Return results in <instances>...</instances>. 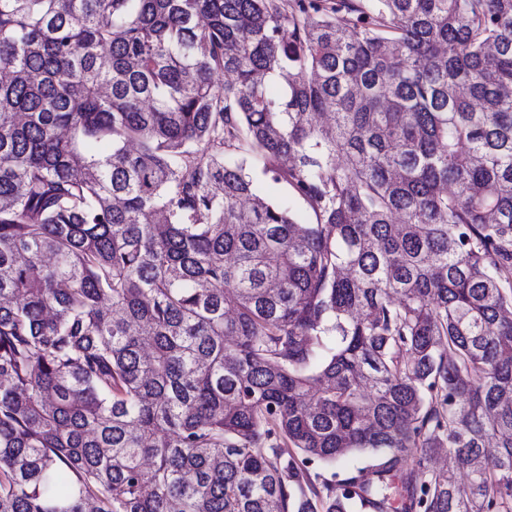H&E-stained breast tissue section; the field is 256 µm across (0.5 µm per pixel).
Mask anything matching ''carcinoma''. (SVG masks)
Masks as SVG:
<instances>
[{
	"label": "carcinoma",
	"instance_id": "carcinoma-1",
	"mask_svg": "<svg viewBox=\"0 0 512 512\" xmlns=\"http://www.w3.org/2000/svg\"><path fill=\"white\" fill-rule=\"evenodd\" d=\"M0 512H512V0H0Z\"/></svg>",
	"mask_w": 512,
	"mask_h": 512
}]
</instances>
